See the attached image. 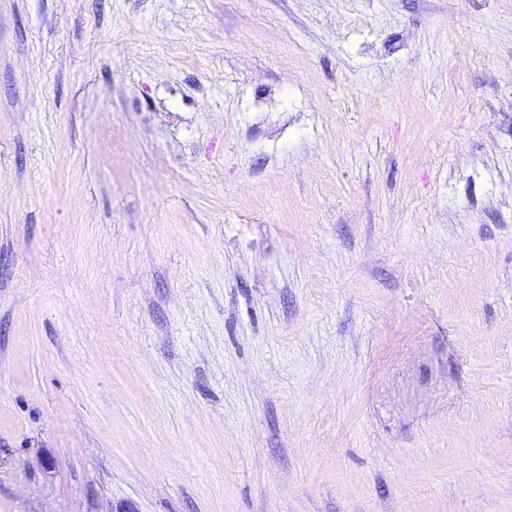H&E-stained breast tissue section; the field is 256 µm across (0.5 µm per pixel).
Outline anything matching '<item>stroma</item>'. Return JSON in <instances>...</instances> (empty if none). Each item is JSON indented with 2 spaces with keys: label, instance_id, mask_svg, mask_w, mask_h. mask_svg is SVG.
<instances>
[{
  "label": "stroma",
  "instance_id": "stroma-1",
  "mask_svg": "<svg viewBox=\"0 0 512 512\" xmlns=\"http://www.w3.org/2000/svg\"><path fill=\"white\" fill-rule=\"evenodd\" d=\"M512 512V0H0V512Z\"/></svg>",
  "mask_w": 512,
  "mask_h": 512
}]
</instances>
